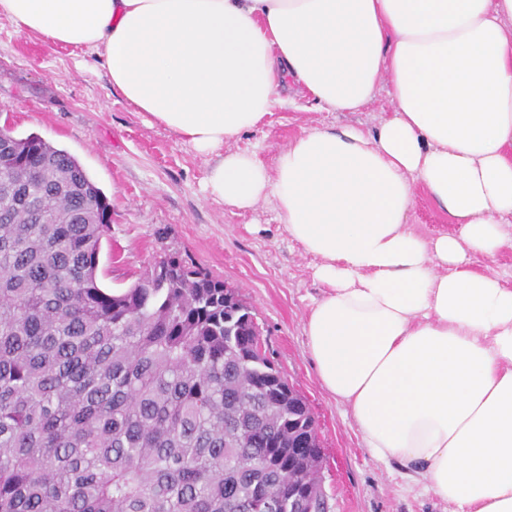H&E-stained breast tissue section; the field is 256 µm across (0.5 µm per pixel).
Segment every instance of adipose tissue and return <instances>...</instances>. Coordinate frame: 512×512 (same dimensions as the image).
<instances>
[{"label": "adipose tissue", "instance_id": "obj_1", "mask_svg": "<svg viewBox=\"0 0 512 512\" xmlns=\"http://www.w3.org/2000/svg\"><path fill=\"white\" fill-rule=\"evenodd\" d=\"M209 156V198L274 201L325 286L304 327L377 461L452 512H512V0H0ZM297 87L374 130L312 127L273 165L229 150ZM423 188L455 228L409 224Z\"/></svg>", "mask_w": 512, "mask_h": 512}]
</instances>
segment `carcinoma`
<instances>
[{"label":"carcinoma","mask_w":512,"mask_h":512,"mask_svg":"<svg viewBox=\"0 0 512 512\" xmlns=\"http://www.w3.org/2000/svg\"><path fill=\"white\" fill-rule=\"evenodd\" d=\"M111 222L74 156L0 130V512L320 509L314 414L251 307L172 254L104 288Z\"/></svg>","instance_id":"1"}]
</instances>
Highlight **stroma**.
<instances>
[{
    "instance_id": "obj_1",
    "label": "stroma",
    "mask_w": 512,
    "mask_h": 512,
    "mask_svg": "<svg viewBox=\"0 0 512 512\" xmlns=\"http://www.w3.org/2000/svg\"><path fill=\"white\" fill-rule=\"evenodd\" d=\"M76 60L73 47L21 36L0 18V127L66 150L107 196L112 223L100 254L102 285L129 288L166 254L224 279L252 307L275 362L314 413L331 512H449L420 484L375 461L349 408L322 387L304 333L325 290L314 275L318 260L289 238L274 203L242 212L212 202L204 189L207 157L122 100L102 68ZM391 112L384 93L358 112H326L296 95L235 147L270 165L303 129L353 124L368 131ZM410 222L426 237L453 227L421 189Z\"/></svg>"
}]
</instances>
